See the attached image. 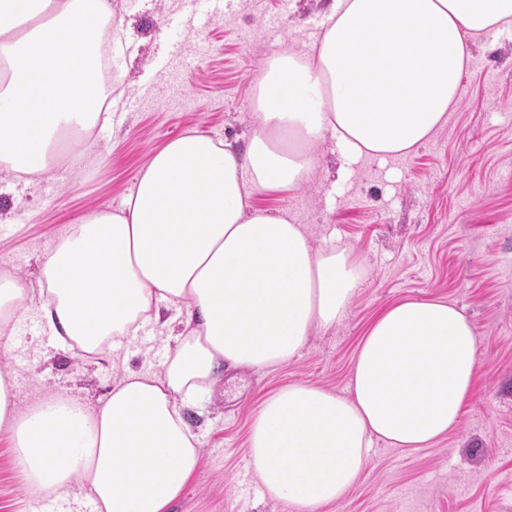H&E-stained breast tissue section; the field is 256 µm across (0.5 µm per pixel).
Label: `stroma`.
<instances>
[{
  "instance_id": "stroma-1",
  "label": "stroma",
  "mask_w": 512,
  "mask_h": 512,
  "mask_svg": "<svg viewBox=\"0 0 512 512\" xmlns=\"http://www.w3.org/2000/svg\"><path fill=\"white\" fill-rule=\"evenodd\" d=\"M326 0H232L212 13L209 0H112L111 29L125 56L117 71L110 128L77 147L81 161L17 184L0 196V270L36 283L41 254L96 209L119 208L151 153L197 129L248 143L252 82L262 61L286 45L310 50L306 28L324 20ZM321 166L293 194L258 196L256 207L286 209L313 246L353 251L363 278L347 316L312 331L301 354L269 369L236 371L205 409L185 421L201 460L172 512H290L261 494L248 437L271 391L308 382L347 393L360 340L386 307L441 298L471 318L482 367L458 429L409 452L374 441L356 487L321 512H512V30L480 39L460 99L447 123L406 156L364 157L346 165L333 139ZM12 324L0 353L20 407L48 393L90 406L124 372L158 365L165 349L152 329L119 351L86 358L58 346L37 315L39 299ZM0 512H92L80 485L54 502L30 497L0 436Z\"/></svg>"
}]
</instances>
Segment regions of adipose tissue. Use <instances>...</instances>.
I'll return each instance as SVG.
<instances>
[{
    "mask_svg": "<svg viewBox=\"0 0 512 512\" xmlns=\"http://www.w3.org/2000/svg\"><path fill=\"white\" fill-rule=\"evenodd\" d=\"M112 0H0V194L53 170L69 134L105 125L97 38ZM512 0H330L317 48L282 50L253 81L246 149L192 130L155 150L118 210L91 212L40 257L37 286L0 275V349L40 295L59 345L86 355L176 309L157 369L126 373L99 405L46 395L19 408L0 372V434L30 496L80 484L95 512H169L200 441L183 409L227 370L293 360L348 313L360 262L313 248L303 225L253 207L305 184L333 138L350 161L411 153L448 121L477 37ZM481 364L474 327L443 299H407L368 326L342 396L300 382L260 403L249 454L264 496L320 512L356 485L374 439L413 452L457 430Z\"/></svg>",
    "mask_w": 512,
    "mask_h": 512,
    "instance_id": "1",
    "label": "adipose tissue"
}]
</instances>
